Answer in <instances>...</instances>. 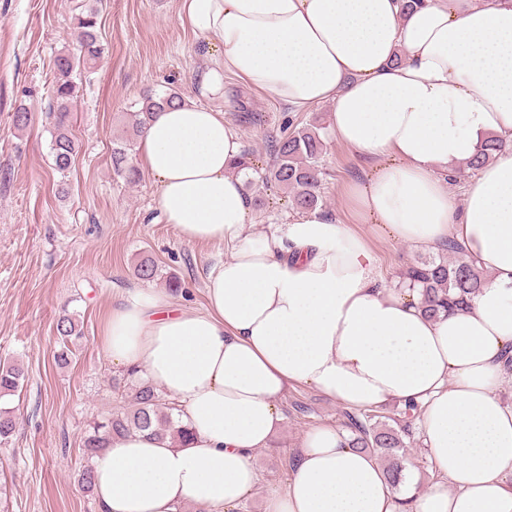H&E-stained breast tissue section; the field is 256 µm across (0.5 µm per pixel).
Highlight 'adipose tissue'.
Instances as JSON below:
<instances>
[{
	"mask_svg": "<svg viewBox=\"0 0 512 512\" xmlns=\"http://www.w3.org/2000/svg\"><path fill=\"white\" fill-rule=\"evenodd\" d=\"M403 2L180 0L207 44L202 95L225 99L230 74L293 112L331 104L337 142L372 168L346 184L351 223L317 208L258 234L223 110L154 112L134 164L158 209L184 241L231 255L202 307L132 288L106 312L105 355L159 385L192 436L111 439L92 461L99 512H237L299 386L348 410L417 405L435 479L418 492L406 459L394 486L326 423L293 447L265 512H512V0ZM489 135L502 150L454 196L447 179ZM361 224L415 251L459 244L488 280L427 317L418 291L386 284Z\"/></svg>",
	"mask_w": 512,
	"mask_h": 512,
	"instance_id": "adipose-tissue-1",
	"label": "adipose tissue"
}]
</instances>
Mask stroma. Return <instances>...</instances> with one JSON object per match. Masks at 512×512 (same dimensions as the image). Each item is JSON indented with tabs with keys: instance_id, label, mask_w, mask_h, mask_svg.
<instances>
[{
	"instance_id": "stroma-1",
	"label": "stroma",
	"mask_w": 512,
	"mask_h": 512,
	"mask_svg": "<svg viewBox=\"0 0 512 512\" xmlns=\"http://www.w3.org/2000/svg\"><path fill=\"white\" fill-rule=\"evenodd\" d=\"M85 0H0V360L25 373L22 390L0 400L18 419L8 443L0 444V512H98L78 478L87 459L88 423L125 404L114 388L122 369L100 345L102 316L124 292L142 287L133 273L151 259L164 279L180 283L176 302L200 306L206 273L223 244H190L156 209L157 185L148 173L128 183L112 170V146L125 131L126 113L148 94L177 91L197 97L195 67L203 41L183 28L179 0H97L103 48L89 81L72 106L80 149L68 174L54 168L53 127L45 116L55 73L54 57L72 45L74 20ZM224 85L233 96L226 117L235 124L255 167L269 160L267 142L286 120L328 123L326 105L291 112L233 76ZM32 112L16 128L19 105ZM321 192L328 210L348 220L344 185L366 168L327 137ZM257 202L249 221L255 232L296 218L290 200L273 183L248 189ZM371 245L388 284H395L416 252L388 236ZM76 313L83 325L69 364H58L56 320ZM284 420L274 450L255 453L261 479L238 512H263L270 492L288 472V452L314 426L346 425L342 407L320 392L297 387L283 402Z\"/></svg>"
}]
</instances>
